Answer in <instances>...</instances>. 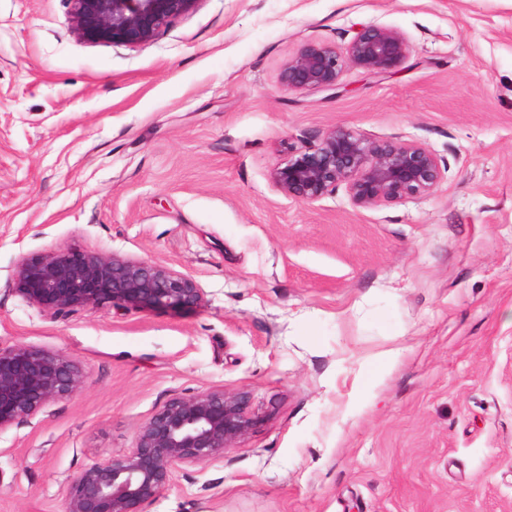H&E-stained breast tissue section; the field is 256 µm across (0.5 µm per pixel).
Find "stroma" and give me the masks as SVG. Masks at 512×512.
Segmentation results:
<instances>
[{
	"label": "stroma",
	"mask_w": 512,
	"mask_h": 512,
	"mask_svg": "<svg viewBox=\"0 0 512 512\" xmlns=\"http://www.w3.org/2000/svg\"><path fill=\"white\" fill-rule=\"evenodd\" d=\"M395 29L397 72L285 89L309 41ZM421 144L430 193L304 204L272 170L329 129ZM77 248L194 278L190 310L45 316L6 292ZM63 354L76 396L0 432V512H64L168 399L254 424L144 512H512V0H197L87 43L69 0H0V346Z\"/></svg>",
	"instance_id": "1"
}]
</instances>
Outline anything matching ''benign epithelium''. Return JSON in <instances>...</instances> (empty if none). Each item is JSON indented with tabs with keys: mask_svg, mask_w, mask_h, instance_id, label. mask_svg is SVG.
Wrapping results in <instances>:
<instances>
[{
	"mask_svg": "<svg viewBox=\"0 0 512 512\" xmlns=\"http://www.w3.org/2000/svg\"><path fill=\"white\" fill-rule=\"evenodd\" d=\"M197 0H70L77 36L89 43L139 45ZM409 54L394 29L361 27L342 48L307 42L288 59L280 81L294 91H333L351 65L393 73ZM442 179L437 157L424 146L373 141L334 127L317 144L271 172L280 192L313 203L345 186L353 203L372 208L433 190ZM6 290L52 319L84 309L198 307L203 291L189 275L144 259L68 249L23 257ZM87 374L68 357L25 344L0 346V432L29 422L83 390ZM253 420L241 396L220 389L166 401L138 429L127 453L84 469L69 485L65 512H144L187 465L224 458Z\"/></svg>",
	"mask_w": 512,
	"mask_h": 512,
	"instance_id": "benign-epithelium-1",
	"label": "benign epithelium"
}]
</instances>
